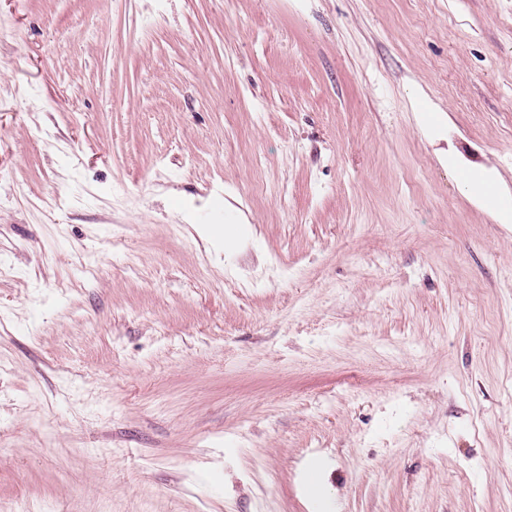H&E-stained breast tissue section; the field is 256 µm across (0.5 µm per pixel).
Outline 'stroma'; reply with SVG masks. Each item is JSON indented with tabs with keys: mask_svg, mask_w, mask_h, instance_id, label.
<instances>
[{
	"mask_svg": "<svg viewBox=\"0 0 512 512\" xmlns=\"http://www.w3.org/2000/svg\"><path fill=\"white\" fill-rule=\"evenodd\" d=\"M465 170L512 0H0V512H512Z\"/></svg>",
	"mask_w": 512,
	"mask_h": 512,
	"instance_id": "obj_1",
	"label": "stroma"
}]
</instances>
